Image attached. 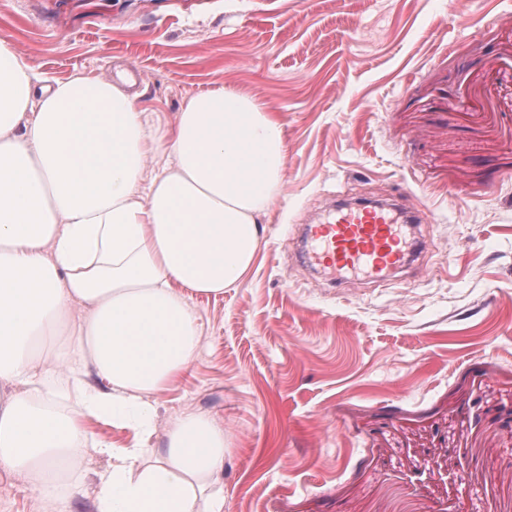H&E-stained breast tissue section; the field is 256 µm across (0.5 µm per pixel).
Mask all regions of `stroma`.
Wrapping results in <instances>:
<instances>
[{"mask_svg":"<svg viewBox=\"0 0 512 512\" xmlns=\"http://www.w3.org/2000/svg\"><path fill=\"white\" fill-rule=\"evenodd\" d=\"M0 38L53 82L128 71L153 121L222 85L284 127L254 268L193 297L156 404L223 423L224 512H512V0H0ZM385 197L425 213L418 271L336 288L301 262L333 200ZM110 463H80L71 512Z\"/></svg>","mask_w":512,"mask_h":512,"instance_id":"stroma-1","label":"stroma"}]
</instances>
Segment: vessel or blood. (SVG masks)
I'll use <instances>...</instances> for the list:
<instances>
[{"label": "vessel or blood", "instance_id": "obj_1", "mask_svg": "<svg viewBox=\"0 0 512 512\" xmlns=\"http://www.w3.org/2000/svg\"><path fill=\"white\" fill-rule=\"evenodd\" d=\"M306 238L313 245L307 261L338 275H386L409 266L418 248L405 240L391 209L367 204L338 207L331 219L308 225Z\"/></svg>", "mask_w": 512, "mask_h": 512}]
</instances>
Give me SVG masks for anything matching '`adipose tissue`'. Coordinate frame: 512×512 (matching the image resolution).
<instances>
[{
	"instance_id": "ef3b65f1",
	"label": "adipose tissue",
	"mask_w": 512,
	"mask_h": 512,
	"mask_svg": "<svg viewBox=\"0 0 512 512\" xmlns=\"http://www.w3.org/2000/svg\"><path fill=\"white\" fill-rule=\"evenodd\" d=\"M36 81L0 40V473L69 512L62 466L88 455L86 420L130 419L151 437L156 396L199 348L191 295L223 294L250 271L287 141L274 112L221 85L159 133L122 83ZM159 155L162 172L146 176ZM77 305L73 341L45 350ZM80 367L70 412L36 400L35 386ZM225 446L215 418L178 416L153 461L112 454L95 512H223Z\"/></svg>"
}]
</instances>
